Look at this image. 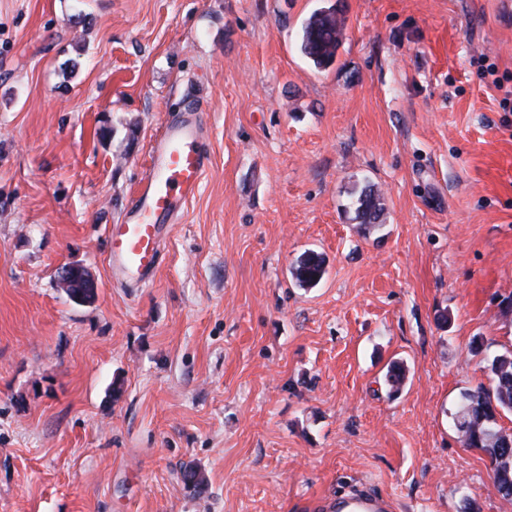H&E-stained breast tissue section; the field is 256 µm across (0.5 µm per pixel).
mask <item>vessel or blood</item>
Instances as JSON below:
<instances>
[{
	"label": "vessel or blood",
	"instance_id": "obj_1",
	"mask_svg": "<svg viewBox=\"0 0 512 512\" xmlns=\"http://www.w3.org/2000/svg\"><path fill=\"white\" fill-rule=\"evenodd\" d=\"M203 131L195 113L165 126L151 154L148 173L123 223L109 229L113 268L148 278L158 268L173 216L199 192L209 164L199 147ZM313 512H389L390 500L371 490L348 498H318Z\"/></svg>",
	"mask_w": 512,
	"mask_h": 512
}]
</instances>
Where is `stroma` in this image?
I'll list each match as a JSON object with an SVG mask.
<instances>
[{
	"label": "stroma",
	"instance_id": "obj_1",
	"mask_svg": "<svg viewBox=\"0 0 512 512\" xmlns=\"http://www.w3.org/2000/svg\"><path fill=\"white\" fill-rule=\"evenodd\" d=\"M506 98L512 0H0V512H512L452 419L512 350ZM187 110L201 189L126 280L109 227ZM343 21L335 10H321L305 22L300 39V52L317 69H325L336 60L341 45ZM356 211L360 223L377 224L380 221L382 208L379 203V195L372 186L364 188L356 199ZM325 273L324 258L312 251L302 254L291 270L292 278L301 287L317 285ZM390 499L373 490H358L349 498H318L312 500V510L322 512H386Z\"/></svg>",
	"mask_w": 512,
	"mask_h": 512
}]
</instances>
